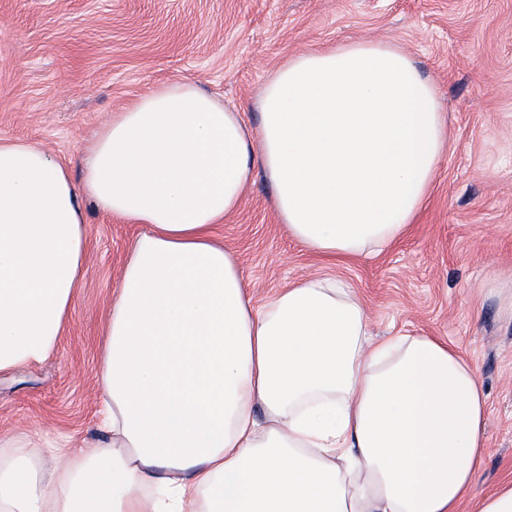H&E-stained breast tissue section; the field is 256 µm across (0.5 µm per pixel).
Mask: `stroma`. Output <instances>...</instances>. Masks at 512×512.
Listing matches in <instances>:
<instances>
[{
  "label": "stroma",
  "mask_w": 512,
  "mask_h": 512,
  "mask_svg": "<svg viewBox=\"0 0 512 512\" xmlns=\"http://www.w3.org/2000/svg\"><path fill=\"white\" fill-rule=\"evenodd\" d=\"M372 39L434 84L448 143L415 224L384 252L314 254L289 236L257 173L215 225L255 303L312 275L356 292L375 335L448 340L488 394L476 494L512 477V0H0V139L51 152L82 182L102 124L170 81L191 82L250 127L264 85L297 54ZM89 249L50 355L0 373V437L67 452L97 440L112 294L141 227L87 205Z\"/></svg>",
  "instance_id": "stroma-1"
}]
</instances>
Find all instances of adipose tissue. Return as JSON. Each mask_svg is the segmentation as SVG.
Wrapping results in <instances>:
<instances>
[{
  "mask_svg": "<svg viewBox=\"0 0 512 512\" xmlns=\"http://www.w3.org/2000/svg\"><path fill=\"white\" fill-rule=\"evenodd\" d=\"M258 129L168 82L114 113L84 178L0 142V370L42 361L88 250L84 199L141 225L105 331V439L57 462L0 445V512H512V479L474 495L488 397L434 336L372 339L352 288L301 280L262 304L214 225L255 169L313 253L370 257L423 207L447 138L402 50L351 42L294 56Z\"/></svg>",
  "mask_w": 512,
  "mask_h": 512,
  "instance_id": "adipose-tissue-1",
  "label": "adipose tissue"
}]
</instances>
